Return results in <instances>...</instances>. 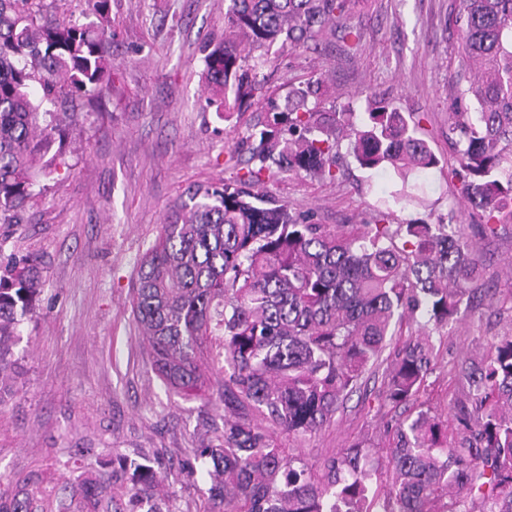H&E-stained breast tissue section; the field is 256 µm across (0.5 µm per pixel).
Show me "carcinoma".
<instances>
[{
    "instance_id": "carcinoma-1",
    "label": "carcinoma",
    "mask_w": 512,
    "mask_h": 512,
    "mask_svg": "<svg viewBox=\"0 0 512 512\" xmlns=\"http://www.w3.org/2000/svg\"><path fill=\"white\" fill-rule=\"evenodd\" d=\"M110 0H88L100 26L48 16L46 0H0V223L15 224L38 170L63 160L70 117L41 112L52 101L112 80ZM352 0H225L224 42L204 57L208 103L229 116L252 106L245 80L253 53L296 47L336 29ZM458 70L448 141L460 194L482 211L485 236L512 222V0H458ZM318 78L270 102L253 126L249 158L234 185H198L142 258L131 312L151 365L187 395L215 389L224 403L223 444L199 448L210 479L203 512H512V334L485 355L457 362L461 388L448 422L422 397L437 357L420 333L382 359L392 328L418 312L424 326L450 328L471 305L481 277L473 244L457 224L427 220L338 232L253 191L282 173L336 178L342 143L366 170L390 168L401 208L422 195L440 160L420 125L382 100L353 113L325 112ZM58 149L46 158L53 145ZM41 273L24 260L0 276V394L11 345L29 313ZM220 341L223 365L205 377L204 344ZM381 372L384 404L409 413L391 426L388 480L372 488L378 450L368 441L326 456L315 468L277 435L304 438L333 421L367 373ZM117 467L71 486L112 512H158L164 477L116 457ZM39 480L0 493V512H43Z\"/></svg>"
}]
</instances>
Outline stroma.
<instances>
[{"label":"stroma","instance_id":"stroma-1","mask_svg":"<svg viewBox=\"0 0 512 512\" xmlns=\"http://www.w3.org/2000/svg\"><path fill=\"white\" fill-rule=\"evenodd\" d=\"M455 0H360L346 18L362 38L272 50L257 70L252 107L223 118L206 103L207 47L224 39V0H111V88L45 101L44 112L73 113L63 163L34 186L20 223L0 224V266L33 261L42 285L12 345L9 391L0 397V491L39 475L54 512L65 487L112 468L113 453L167 473L163 512H201L210 485L189 480L176 462L218 445L222 403L167 387L152 370L148 344L130 314L139 262L171 211L197 184L233 182L248 157L251 127L268 99L322 78L324 110L349 109L362 121L370 100L413 114L440 160L425 205L396 210L398 224L425 219L462 225L482 268L478 297L447 336L424 399L449 418L457 385L452 362L486 352L512 332V224L495 235L457 192L448 149V83L457 68ZM393 182L343 155L337 181L284 174L264 190L315 224L350 230L372 223ZM381 381L369 379L333 422L291 440L305 461L371 437L384 441Z\"/></svg>","mask_w":512,"mask_h":512}]
</instances>
